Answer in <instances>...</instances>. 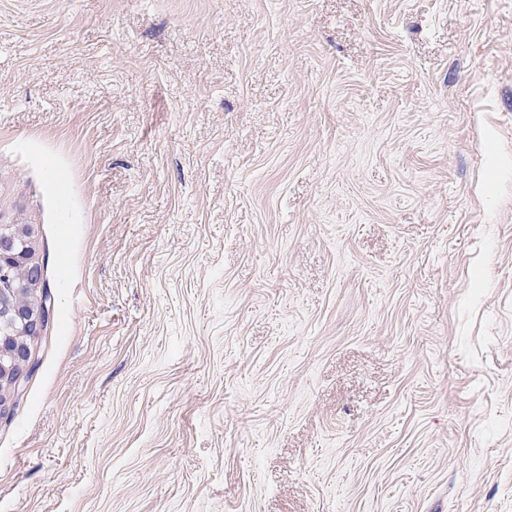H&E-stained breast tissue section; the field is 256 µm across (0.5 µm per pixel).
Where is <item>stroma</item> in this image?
<instances>
[{"label": "stroma", "mask_w": 512, "mask_h": 512, "mask_svg": "<svg viewBox=\"0 0 512 512\" xmlns=\"http://www.w3.org/2000/svg\"><path fill=\"white\" fill-rule=\"evenodd\" d=\"M0 224V512H512V0H0ZM15 236L0 235V395H5L7 386L17 389L20 381L31 371L35 362L34 350L25 336H40L50 318V310L32 307L27 303L25 288H3L18 281L20 286L31 283L39 275L37 267L23 270V262L16 258ZM10 260L11 263L6 262ZM5 262V264H3ZM5 290H15L16 298L5 306ZM6 383V384H4ZM4 384V385H3ZM3 386V388L1 387Z\"/></svg>", "instance_id": "obj_1"}]
</instances>
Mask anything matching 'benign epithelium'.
Listing matches in <instances>:
<instances>
[{
	"label": "benign epithelium",
	"mask_w": 512,
	"mask_h": 512,
	"mask_svg": "<svg viewBox=\"0 0 512 512\" xmlns=\"http://www.w3.org/2000/svg\"><path fill=\"white\" fill-rule=\"evenodd\" d=\"M39 275L36 267L22 268L16 258L15 236L0 235V284L30 283ZM16 298L11 305L0 306V382L17 388L31 371L35 362L34 350L25 340L39 336L46 328L50 311L32 307L27 303L24 289H15Z\"/></svg>",
	"instance_id": "obj_1"
}]
</instances>
